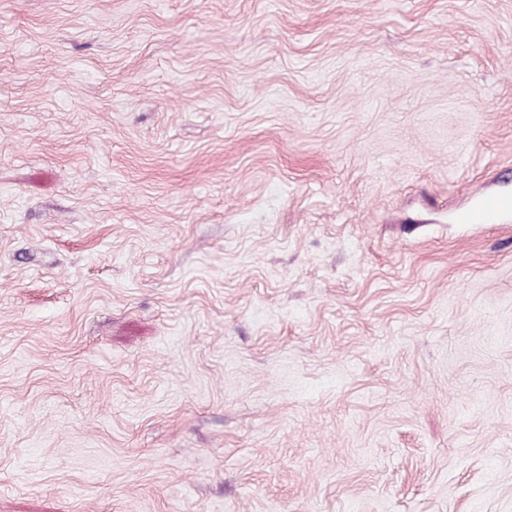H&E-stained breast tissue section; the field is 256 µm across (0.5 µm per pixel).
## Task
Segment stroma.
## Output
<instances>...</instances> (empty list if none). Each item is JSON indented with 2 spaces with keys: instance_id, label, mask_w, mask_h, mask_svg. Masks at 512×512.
<instances>
[{
  "instance_id": "obj_1",
  "label": "stroma",
  "mask_w": 512,
  "mask_h": 512,
  "mask_svg": "<svg viewBox=\"0 0 512 512\" xmlns=\"http://www.w3.org/2000/svg\"><path fill=\"white\" fill-rule=\"evenodd\" d=\"M512 0H0V512H512ZM512 211V197L502 195L486 196L476 210H465L459 220L465 224H481L490 216Z\"/></svg>"
}]
</instances>
